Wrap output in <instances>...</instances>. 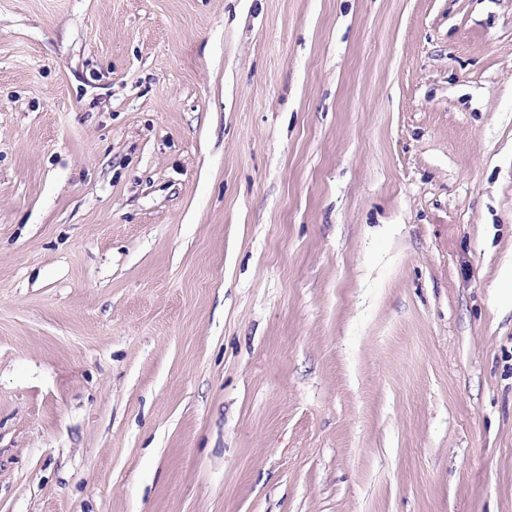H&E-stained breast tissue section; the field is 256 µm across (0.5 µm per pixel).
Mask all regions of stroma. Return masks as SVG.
<instances>
[{
    "instance_id": "1",
    "label": "stroma",
    "mask_w": 512,
    "mask_h": 512,
    "mask_svg": "<svg viewBox=\"0 0 512 512\" xmlns=\"http://www.w3.org/2000/svg\"><path fill=\"white\" fill-rule=\"evenodd\" d=\"M512 0H0V512H512Z\"/></svg>"
}]
</instances>
